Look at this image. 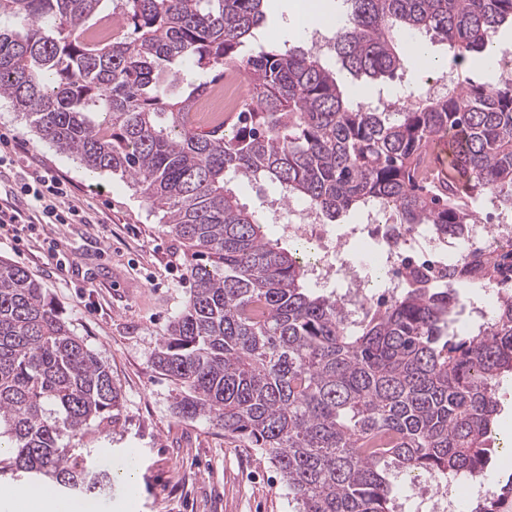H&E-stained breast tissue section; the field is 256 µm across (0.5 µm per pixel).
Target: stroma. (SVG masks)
<instances>
[{"label":"stroma","mask_w":512,"mask_h":512,"mask_svg":"<svg viewBox=\"0 0 512 512\" xmlns=\"http://www.w3.org/2000/svg\"><path fill=\"white\" fill-rule=\"evenodd\" d=\"M264 43L299 46L291 0H266ZM0 134L25 145L18 165L48 169L71 189L69 202L87 224H39L21 241H0V257L24 267L60 310L70 329L112 370L124 399L112 438L86 434L79 445L97 463L133 456L135 484L115 480L97 496L99 512H295L276 467L258 449L207 420L174 411L177 387L151 354L190 295L182 243L165 231L131 183L93 174L41 140L10 102L0 99ZM501 406L491 479L512 476V376L496 390Z\"/></svg>","instance_id":"1"}]
</instances>
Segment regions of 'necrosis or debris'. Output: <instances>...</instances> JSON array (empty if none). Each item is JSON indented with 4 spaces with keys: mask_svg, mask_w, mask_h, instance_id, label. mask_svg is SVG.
Listing matches in <instances>:
<instances>
[{
    "mask_svg": "<svg viewBox=\"0 0 512 512\" xmlns=\"http://www.w3.org/2000/svg\"><path fill=\"white\" fill-rule=\"evenodd\" d=\"M244 94L245 84L240 74L226 75L222 85L212 88L196 102L195 121L206 124L235 111ZM273 214L283 233L312 246L315 258L309 271L313 283H342L343 289L337 293L336 300L351 316L383 306L397 296L407 286L413 268L428 271L433 281L439 282L450 266L463 261L512 258V212L492 224L470 225L464 237L448 241L437 239L427 224L407 229L392 223L388 210L380 205L363 208L360 223L351 225L342 235L335 234L331 225L325 224L304 203L275 199ZM367 235L380 236L383 241L382 249L374 257L385 276L384 292L378 297L367 293L361 268L349 254L352 246ZM456 486L452 477H427L418 494L419 512H458Z\"/></svg>",
    "mask_w": 512,
    "mask_h": 512,
    "instance_id": "obj_1",
    "label": "necrosis or debris"
}]
</instances>
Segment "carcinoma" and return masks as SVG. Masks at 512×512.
Listing matches in <instances>:
<instances>
[{"instance_id":"obj_1","label":"carcinoma","mask_w":512,"mask_h":512,"mask_svg":"<svg viewBox=\"0 0 512 512\" xmlns=\"http://www.w3.org/2000/svg\"><path fill=\"white\" fill-rule=\"evenodd\" d=\"M0 0V98L39 138L90 170L130 180L186 247L189 300L152 365L175 381L176 413L268 456L299 512H393L399 472L488 479L496 387L512 375V291L478 328L457 323L459 289L497 288L460 263L444 287L416 277L382 311L346 324L308 284L310 247L267 238V215L233 189L263 180L328 223L368 201L398 224L464 235L512 209V85H459L399 112L346 95L312 48L248 56L264 0ZM340 69L376 81L403 68L400 33L431 34L456 64L503 52L512 0H341ZM244 73L231 121L199 126L195 101ZM448 136L452 174L430 148ZM123 397L41 284L0 259V486L19 473L60 493L101 495L114 476L72 442L114 427ZM512 478L471 512H500Z\"/></svg>"}]
</instances>
